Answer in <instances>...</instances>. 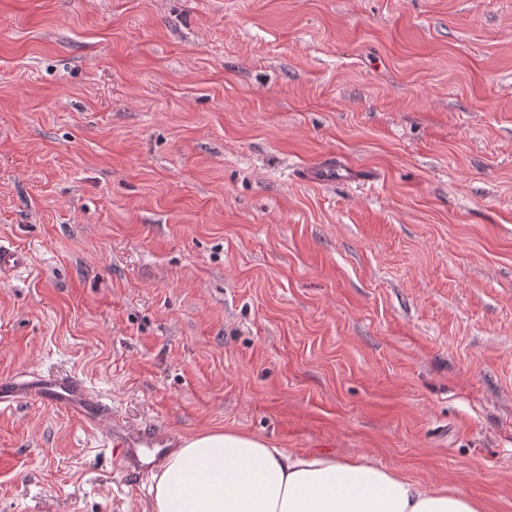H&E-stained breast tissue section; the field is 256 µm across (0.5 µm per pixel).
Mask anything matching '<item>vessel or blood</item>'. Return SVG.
Here are the masks:
<instances>
[{
	"mask_svg": "<svg viewBox=\"0 0 512 512\" xmlns=\"http://www.w3.org/2000/svg\"><path fill=\"white\" fill-rule=\"evenodd\" d=\"M25 255L13 246L0 243V277L14 275L25 268ZM35 396L75 414L86 423L110 422V434L122 447L128 448L125 462H132V449L164 447L168 440L164 437L145 439L127 437L118 425L112 424V409L102 401L97 393L82 380L67 374L34 375L20 374L0 382V405H13L23 399Z\"/></svg>",
	"mask_w": 512,
	"mask_h": 512,
	"instance_id": "1",
	"label": "vessel or blood"
}]
</instances>
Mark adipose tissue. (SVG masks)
<instances>
[{
	"instance_id": "adipose-tissue-1",
	"label": "adipose tissue",
	"mask_w": 512,
	"mask_h": 512,
	"mask_svg": "<svg viewBox=\"0 0 512 512\" xmlns=\"http://www.w3.org/2000/svg\"><path fill=\"white\" fill-rule=\"evenodd\" d=\"M147 512H483L473 498L341 456L213 430L183 439L150 475Z\"/></svg>"
}]
</instances>
